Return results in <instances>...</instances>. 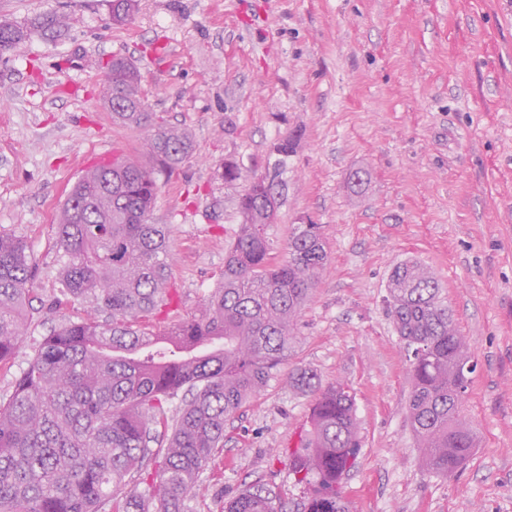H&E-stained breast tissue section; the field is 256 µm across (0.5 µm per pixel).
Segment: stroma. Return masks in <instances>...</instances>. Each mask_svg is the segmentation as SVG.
Returning a JSON list of instances; mask_svg holds the SVG:
<instances>
[{
	"label": "stroma",
	"instance_id": "stroma-1",
	"mask_svg": "<svg viewBox=\"0 0 512 512\" xmlns=\"http://www.w3.org/2000/svg\"><path fill=\"white\" fill-rule=\"evenodd\" d=\"M50 11L68 17L61 36L0 54V231L23 237L37 264L33 318L0 365V396L53 327L86 316L82 302L54 305L56 224L85 170L116 149L144 155L141 133L103 102V67L123 56L151 110L194 141L160 176L152 215L174 248L179 316L217 285L239 199L267 176L273 255L286 257L298 224L325 239L288 364L355 399L349 512H512V0H138L124 25L112 0H0V18L18 22ZM228 165L239 179L225 180ZM406 260L435 274L476 363L464 414L477 446L448 477L427 471L407 416L409 364L386 303ZM313 401L279 378L226 421L193 512H224L254 481L297 512L288 452Z\"/></svg>",
	"mask_w": 512,
	"mask_h": 512
}]
</instances>
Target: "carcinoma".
<instances>
[{
	"instance_id": "1",
	"label": "carcinoma",
	"mask_w": 512,
	"mask_h": 512,
	"mask_svg": "<svg viewBox=\"0 0 512 512\" xmlns=\"http://www.w3.org/2000/svg\"><path fill=\"white\" fill-rule=\"evenodd\" d=\"M136 0H112L125 24ZM65 17L0 20V52L61 34ZM112 120L146 134L149 162L123 154L76 182L56 224L64 299L87 304L45 337L13 390L0 399V512H191L200 476L224 448V422L280 374L296 340L302 307L325 267L321 226L299 224L288 258L275 259L259 230L272 186L242 194V223L224 272L191 316L155 331L168 306L172 249L168 229L151 222L156 174L193 150L190 133L168 126L142 99L141 73L128 61L105 72ZM37 267L25 239L0 232V363L12 358L31 319ZM388 308L403 341L412 388L408 417L426 469L448 477L476 447L462 415L475 371L433 272L396 264ZM285 379L315 395L310 429L288 454L303 486L302 512H346L341 481L355 464L360 429L353 397L322 386L311 367ZM181 406L172 413L169 402ZM135 473L147 490H127ZM224 512H286L282 496L256 482Z\"/></svg>"
}]
</instances>
